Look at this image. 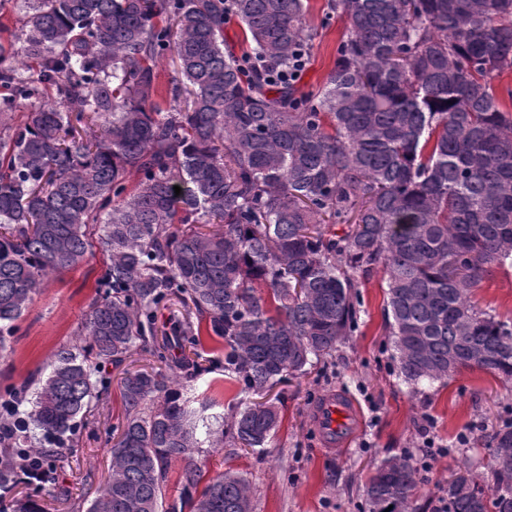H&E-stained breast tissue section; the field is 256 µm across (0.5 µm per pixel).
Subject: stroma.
<instances>
[{"label": "stroma", "mask_w": 512, "mask_h": 512, "mask_svg": "<svg viewBox=\"0 0 512 512\" xmlns=\"http://www.w3.org/2000/svg\"><path fill=\"white\" fill-rule=\"evenodd\" d=\"M307 19L316 31L300 85L322 86L336 60L346 21L327 14V0H306ZM101 257L47 279L40 294L16 323L5 358H0V395L29 373L44 368L59 347L73 340L95 294ZM382 272L362 281L358 290L359 324L339 345L331 363H315L304 375L277 385L283 400L282 422L273 442L261 452L224 446L208 462L210 473L233 470L250 482L255 512H361L363 490L374 464L402 452L423 456L418 427L431 419V433L445 454L421 470L419 496L446 481L458 465L483 473L488 458L486 435L512 417V384L473 368L457 373L448 386L438 384L412 393L390 358L383 314ZM472 301L504 320L512 319V268L496 269L472 290ZM133 355L113 369L112 385L100 409L101 427L83 433L69 462L56 475L70 496L67 502L44 496L46 512H78L90 490L110 473L106 429L124 417L120 381L126 373L148 367ZM339 390L357 404L360 428L339 450L324 448L312 422V409L323 394Z\"/></svg>", "instance_id": "35a3bbf8"}]
</instances>
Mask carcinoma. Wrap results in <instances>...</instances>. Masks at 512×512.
Instances as JSON below:
<instances>
[{
  "instance_id": "1",
  "label": "carcinoma",
  "mask_w": 512,
  "mask_h": 512,
  "mask_svg": "<svg viewBox=\"0 0 512 512\" xmlns=\"http://www.w3.org/2000/svg\"><path fill=\"white\" fill-rule=\"evenodd\" d=\"M329 9L346 32L316 92L272 80L308 58L304 0H26L0 36V57H23L0 68V353L44 278L103 256L79 339L0 396V512H44L42 483L15 488L73 456L107 368L135 352L156 366L122 380L112 473L86 512H254L247 479L207 476L204 457L265 448L279 411L259 397L353 335L355 288L378 268L402 382L466 368L512 382V321L471 300L512 266V110L494 86L512 71V0ZM233 19L240 56L224 51ZM167 305L180 319L160 339ZM203 324L241 386L228 417L194 407L216 368L196 352ZM489 448L492 484L464 464L427 512H512V419ZM417 485L410 455L384 458L362 512H420Z\"/></svg>"
}]
</instances>
